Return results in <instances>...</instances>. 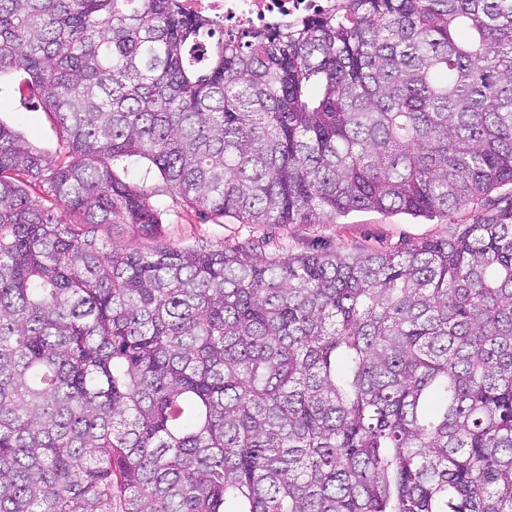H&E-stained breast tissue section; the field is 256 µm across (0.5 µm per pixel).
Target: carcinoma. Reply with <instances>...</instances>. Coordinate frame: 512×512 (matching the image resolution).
<instances>
[{
  "instance_id": "carcinoma-1",
  "label": "carcinoma",
  "mask_w": 512,
  "mask_h": 512,
  "mask_svg": "<svg viewBox=\"0 0 512 512\" xmlns=\"http://www.w3.org/2000/svg\"><path fill=\"white\" fill-rule=\"evenodd\" d=\"M0 0V512H512V204L393 253L165 245L512 185V0ZM144 159L150 190L114 167ZM103 225L153 241L108 248ZM337 1V0H336ZM335 0H181L184 11L221 25L265 26L303 17L335 14ZM0 121L15 129L34 146L55 156L60 137L54 117L37 105L33 91L20 72L1 75Z\"/></svg>"
}]
</instances>
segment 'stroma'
Listing matches in <instances>:
<instances>
[{"label": "stroma", "mask_w": 512, "mask_h": 512, "mask_svg": "<svg viewBox=\"0 0 512 512\" xmlns=\"http://www.w3.org/2000/svg\"><path fill=\"white\" fill-rule=\"evenodd\" d=\"M0 122L7 124L34 146L50 154L60 150L53 116L39 107L25 77L19 72L0 75ZM512 201V186L489 192L482 202L454 214L431 220L412 219L378 211H357L331 224H241L231 218L201 220L177 197L160 195L163 240L170 245H218L244 239L262 240L270 254H304L314 251L390 252L428 239L445 238L457 225L504 207Z\"/></svg>", "instance_id": "1"}]
</instances>
